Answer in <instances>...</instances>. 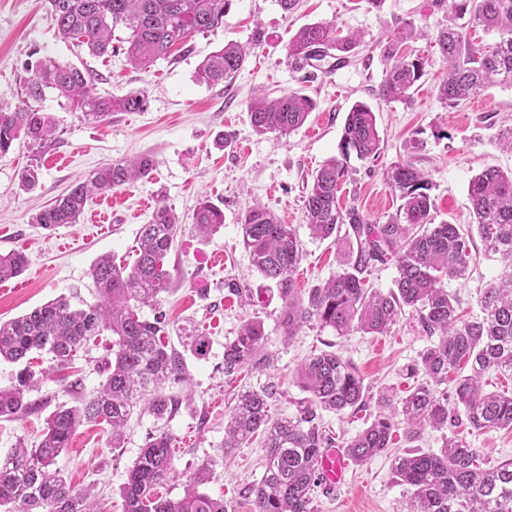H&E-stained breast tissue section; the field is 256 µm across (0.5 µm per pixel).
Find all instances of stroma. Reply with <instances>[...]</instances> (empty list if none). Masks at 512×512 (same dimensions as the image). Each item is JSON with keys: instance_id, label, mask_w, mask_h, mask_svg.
<instances>
[{"instance_id": "35a3bbf8", "label": "stroma", "mask_w": 512, "mask_h": 512, "mask_svg": "<svg viewBox=\"0 0 512 512\" xmlns=\"http://www.w3.org/2000/svg\"><path fill=\"white\" fill-rule=\"evenodd\" d=\"M448 19L447 9L434 0H383L377 9L366 0H298L289 13L278 0H232L223 28L188 36L182 49L157 61L147 73L132 66L119 50L127 30H115L116 52L98 58L58 35L45 0H0V103L20 104L24 80L47 58L91 72L98 94L121 97L141 89L147 96L144 111L117 112L96 122L73 111L55 91L46 90L39 106L57 122L55 142L40 150L19 141L0 154V253L20 250L28 257L21 276L0 283V320L22 316L61 297L76 307L96 302L92 265L104 254L124 263L133 261L138 229L149 221L154 206L163 203L183 221L165 262L171 278L162 302L170 319L167 334L178 348L191 336L210 340L204 358L185 356L187 380L180 392L190 397V404L181 405L164 421L134 410L120 448L109 447L107 425L82 424L58 457V467L73 486L94 487L102 512H123L120 487L126 472L146 437L160 430L175 439L177 469L176 477L159 487L160 495L182 497L197 468L205 465L211 473L205 492L224 499L231 512H253L248 490L264 473L265 448L258 435L225 457L224 421L231 399L240 389L273 382L278 386L274 414H294L296 401L304 396L294 373L312 352H340L356 367L368 391L357 413L322 412L324 430L340 443L375 419L380 394L401 396L424 382V375H409L408 369L434 338L409 311L384 336L354 331L341 338L307 324L286 337L280 319L283 303L252 266L240 219L249 204L258 202L292 225L303 249L295 272L299 291L334 276L356 241L351 238L339 245L312 237L304 220V200L315 170L341 155L349 108L364 102L376 115L381 153L375 159H349L338 193L340 205L356 206L369 223H385L400 201L386 184L384 172L409 161L429 175L435 223L472 224L470 180L490 166L512 170V151L497 139L499 131L512 127V85L490 86L452 109L439 99L445 67L434 39ZM317 21L359 34L362 42L348 64L307 74L290 64L288 41L302 25ZM403 21L414 22L419 30L404 43V54L427 57L429 64L410 102H386L378 96L387 68L381 47ZM228 40L251 45L245 66L230 85L201 81L202 60ZM262 91L273 96L299 92L312 98L316 108L289 136L259 135L252 129L247 105ZM416 141L422 142V149H413ZM143 154L157 162L153 180L93 196L77 223L54 230L34 224L33 217L43 206L87 180L97 168ZM31 163L39 166V180L33 189L24 190L18 174ZM205 196L224 211L223 227L207 239L198 237L190 225L198 200ZM218 255L223 258L219 264L214 261ZM502 271L499 256L473 238L465 277L443 282L457 300L461 321L481 318L483 289ZM231 281L249 289L250 302L229 292ZM249 319L264 324L262 360L234 380L224 373V345ZM112 346L111 334H103L75 360L67 372V380L81 382L75 392L67 388V380L50 372V357L42 355L37 364L47 374L36 397L43 405L32 414L0 419V455L20 442L35 446L56 406H72L92 395L105 379L97 363L111 355ZM457 432L477 449L483 466L512 461V430L461 426ZM412 446L439 451L442 434L426 429ZM412 446L403 431H396L387 452L365 464L350 465L335 493L316 490L314 512H401L410 492L396 477L393 459Z\"/></svg>"}]
</instances>
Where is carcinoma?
Listing matches in <instances>:
<instances>
[{
  "instance_id": "1",
  "label": "carcinoma",
  "mask_w": 512,
  "mask_h": 512,
  "mask_svg": "<svg viewBox=\"0 0 512 512\" xmlns=\"http://www.w3.org/2000/svg\"><path fill=\"white\" fill-rule=\"evenodd\" d=\"M232 0H47L46 6L59 33L85 46L96 56L112 52V33L129 32L125 54L131 64L150 70L169 56L191 32L207 34L224 26V13ZM454 18L494 30L499 40L490 48L471 44L455 22L435 38L446 75L438 92L454 106L496 84H512V0H437ZM415 34L405 21L388 38L381 51L388 61L379 97L406 102L410 90L424 75L428 60L400 55L399 40ZM360 37L341 35L332 23L312 22L300 27L288 43V59L295 68H337L346 63ZM247 48L228 41L201 63L200 78L211 84L230 83L244 67ZM92 76L77 67L43 60L27 82V100L12 109L0 106V154L23 138L35 148L54 139L53 117L33 106L52 89L68 99L83 117L105 120L114 112H139L146 106L144 91L121 98L101 96L91 89ZM315 102L296 92L272 101L263 97L248 106L249 119L258 134L287 136L302 127L315 110ZM381 138L375 113L362 102L351 106L342 133V156L356 154L367 160L380 154ZM153 157L107 163L92 177L40 210L35 223L46 230L74 224L93 195L121 189L150 178ZM346 167L337 158L325 161L313 175L305 197V218L317 239L338 243L342 225H349L357 250L335 276L298 294L294 271L302 251L289 224L265 206L246 207L240 224L242 241L252 265L277 289L283 301L281 324L288 337L305 324L316 322L338 336L354 330L383 336L405 311L416 313L436 343L420 356L418 369L428 382L403 397L382 398L390 413L380 414L344 443V454L363 464L390 445L397 416L405 420V438L418 440L430 427H457L460 417L476 429L512 428V394L483 390L482 376L494 370L512 374V173L487 167L469 182L468 195L479 238L487 251L501 254L508 269L490 282L481 298L483 317L459 322L456 301L443 288L444 278L455 279L468 268L470 249L460 225L432 224L434 202L427 177L409 163H397L387 173L400 205L384 224H370L358 208L344 209L337 193ZM192 224L202 235L224 226V211L209 200L198 202ZM181 230L174 211L158 206L151 220L138 230L133 264L121 265L109 256L91 268L100 300L74 308L64 299L50 301L11 321L0 323V359L21 365L15 381L0 388V417L17 418L40 408L29 399L45 377L31 365L32 354L45 352L58 370L69 368L88 342L110 331L118 337V350L107 364L100 388L75 406H58L47 418L39 444L24 443L0 463V508L5 512H98L89 489L75 488L55 468L56 459L69 447L82 423L107 424L110 447H122L124 428L134 410L142 406L158 419L174 414L180 397L165 393V386L185 381L184 360L165 340L166 313L162 295L170 289L166 257ZM393 261L395 287L386 293L367 287L364 273L377 263ZM25 254H0V282L22 274ZM149 307L153 318L140 316ZM265 344L263 323L245 322L238 335L224 344V373L232 375L260 362ZM470 367L460 376L452 395L437 396L432 385L448 380V371ZM297 382L309 396L296 413L275 418L271 413L274 386L246 389L236 396L224 428V456H230L255 434L264 435L266 466L261 479L249 488L254 512H313L312 491L324 449L334 447L318 424L317 411L341 413L359 410L367 398L366 387L353 365L334 351H321L298 369ZM174 437L167 432L145 441L127 471L121 489L124 512H230L224 501L210 497L200 487L210 479L203 467L195 473L184 495L162 497L157 487L175 473ZM400 482L411 490L407 512H512V462L479 466L478 453L459 438L446 441L435 452L414 449L394 461Z\"/></svg>"
}]
</instances>
